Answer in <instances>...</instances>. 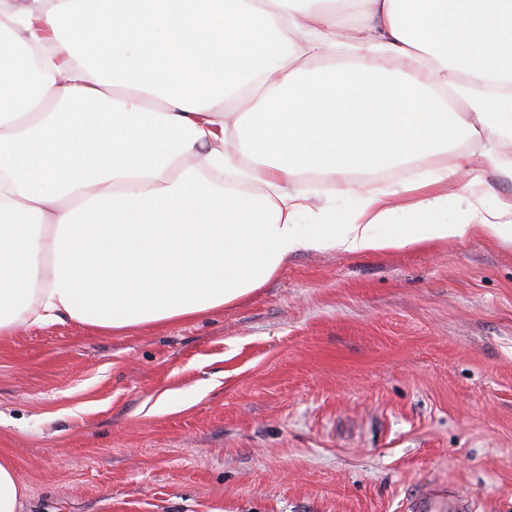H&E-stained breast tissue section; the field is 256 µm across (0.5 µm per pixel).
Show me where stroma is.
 I'll return each instance as SVG.
<instances>
[{
  "mask_svg": "<svg viewBox=\"0 0 512 512\" xmlns=\"http://www.w3.org/2000/svg\"><path fill=\"white\" fill-rule=\"evenodd\" d=\"M18 512H512V245L303 251L248 300L0 337ZM446 504L448 508L440 507L441 504ZM448 512H471V503L469 498L455 496L443 492H437L433 497L428 499L412 502L409 507V512H440L447 510Z\"/></svg>",
  "mask_w": 512,
  "mask_h": 512,
  "instance_id": "stroma-1",
  "label": "stroma"
}]
</instances>
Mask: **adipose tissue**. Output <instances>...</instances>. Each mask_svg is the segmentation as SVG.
I'll use <instances>...</instances> for the list:
<instances>
[{"instance_id":"ef3b65f1","label":"adipose tissue","mask_w":512,"mask_h":512,"mask_svg":"<svg viewBox=\"0 0 512 512\" xmlns=\"http://www.w3.org/2000/svg\"><path fill=\"white\" fill-rule=\"evenodd\" d=\"M462 132L488 145L448 163ZM503 141L512 0L0 2V336L195 318L300 251L510 244L512 200L452 222L446 193L512 181ZM425 160L383 192L352 179Z\"/></svg>"}]
</instances>
